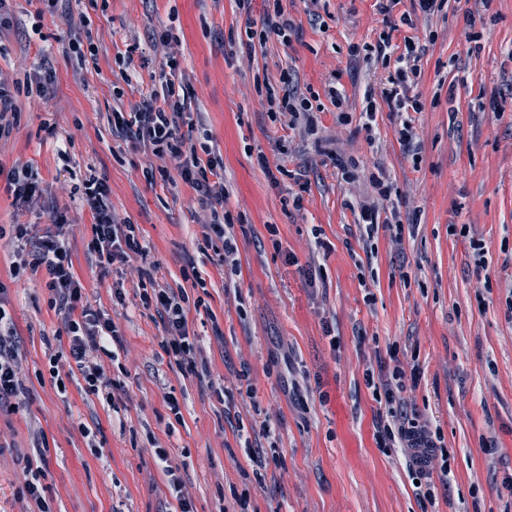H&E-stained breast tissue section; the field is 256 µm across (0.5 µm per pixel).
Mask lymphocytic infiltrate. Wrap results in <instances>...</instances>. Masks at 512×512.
Returning a JSON list of instances; mask_svg holds the SVG:
<instances>
[{"instance_id":"1","label":"lymphocytic infiltrate","mask_w":512,"mask_h":512,"mask_svg":"<svg viewBox=\"0 0 512 512\" xmlns=\"http://www.w3.org/2000/svg\"><path fill=\"white\" fill-rule=\"evenodd\" d=\"M293 29L292 20L285 16L281 6H274L262 23L247 22L245 46L254 49L256 45L266 44L273 35L282 43H289ZM420 59L414 42L406 41L405 51L398 57L394 72L388 75L379 101H368L362 113L370 124L379 106H386L390 115L399 120V140L406 147L414 137L410 115L424 109L420 97L412 93L421 75ZM164 66L171 73L162 83L164 103H157L155 97L149 96L130 111H112V130L123 139L143 146L161 161L166 158L176 161L182 180L196 192L206 214L197 242L199 249L218 252L225 266L237 270V238L224 208V162L210 145L209 131L190 117V91L180 94L175 91L172 75L178 71L179 61L170 55ZM83 195L94 219L88 250L99 268L123 265L132 257L145 256L139 225L116 221L106 181L89 175L84 181ZM53 223V229L40 235L34 234L30 225H16L15 238L25 242L26 247L20 250L14 270L45 274L46 286L52 294L51 304L62 317L68 348L48 358L53 381L60 385L65 378L78 374L86 392L99 394L112 386L102 360L115 358V349L123 341L122 332L111 317L91 305L83 284L74 276L63 233L65 216H54ZM141 281L146 285L140 294L143 308L155 311L162 320L164 352L184 375H197L200 345L198 338L190 334L188 314L191 308L202 307L203 299L190 298L189 289L162 286L148 270L142 272ZM7 292L5 284L0 283V411L13 412L28 389L19 375L21 340L4 307ZM389 358L395 363L389 378L378 381L373 372L365 374L366 382L372 383L379 392V408L374 418L375 439L379 447L405 451L411 472L423 476L429 470L438 445L428 422L419 420L405 396L408 382H419L421 370L415 366L410 372H403L396 364L397 350H390Z\"/></svg>"}]
</instances>
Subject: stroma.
<instances>
[{
    "label": "stroma",
    "instance_id": "obj_1",
    "mask_svg": "<svg viewBox=\"0 0 512 512\" xmlns=\"http://www.w3.org/2000/svg\"><path fill=\"white\" fill-rule=\"evenodd\" d=\"M281 5L295 26L290 44L273 37L250 52L239 40L267 0H252L247 15L235 0H110L105 11L100 0H74L73 15L88 19L98 46L80 70L62 10L13 0L0 19V71L18 81L21 110L19 126L0 139V282L24 341L28 388L24 407L0 413V512H29L19 494L31 478L23 458L43 445L39 481L51 512H167L158 446L179 466L196 512H512V0H452L430 17L401 0L387 18L376 0ZM158 30L169 31V48L156 46ZM386 31L391 56L409 38L423 50L414 155L387 111L369 131L360 118L391 67L349 49ZM127 50L132 62L119 66L115 56ZM168 52L224 159V207L245 227L234 274L196 246L205 218L196 192L146 181L151 154L113 135L107 120L112 108L160 89ZM43 60L55 82L34 101L26 87ZM332 86L344 90L342 106L331 102ZM270 87L296 88L320 106L314 131L271 121ZM21 165L44 189L24 206L4 189L6 172ZM380 171L396 190L397 245L382 230L362 236L350 208L372 196ZM92 174L110 186L118 220L142 229L158 281L183 286L190 267L205 278V306L188 316L204 379L170 361L160 318L141 306L147 259L104 274L88 254L93 217L82 190ZM56 213L74 226L75 276L123 334L117 359L105 364L108 400L74 382L58 392L46 340L61 317L41 280L13 277L14 225H45ZM320 239L329 254L318 253ZM393 346L403 370L421 369L410 397L438 435L431 469L450 467L448 486L429 500L404 452L374 439L378 403L365 373ZM168 391L182 420L166 407ZM251 446L270 460L259 477Z\"/></svg>",
    "mask_w": 512,
    "mask_h": 512
}]
</instances>
